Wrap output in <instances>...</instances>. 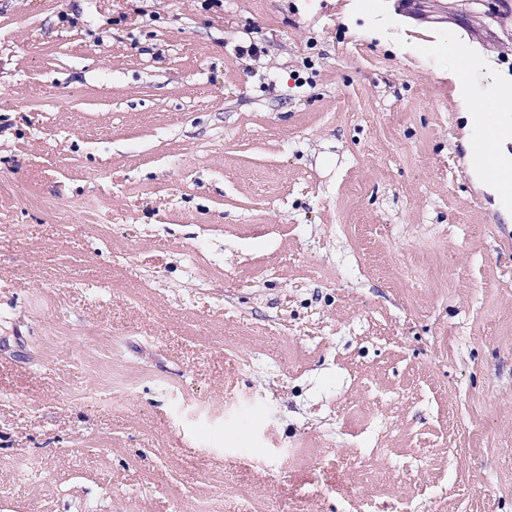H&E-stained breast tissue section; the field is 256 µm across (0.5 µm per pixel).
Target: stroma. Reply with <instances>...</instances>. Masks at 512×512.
I'll use <instances>...</instances> for the list:
<instances>
[{"instance_id": "1", "label": "stroma", "mask_w": 512, "mask_h": 512, "mask_svg": "<svg viewBox=\"0 0 512 512\" xmlns=\"http://www.w3.org/2000/svg\"><path fill=\"white\" fill-rule=\"evenodd\" d=\"M452 33L512 77V0H0V512H512Z\"/></svg>"}]
</instances>
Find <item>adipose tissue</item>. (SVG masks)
<instances>
[{
	"label": "adipose tissue",
	"mask_w": 512,
	"mask_h": 512,
	"mask_svg": "<svg viewBox=\"0 0 512 512\" xmlns=\"http://www.w3.org/2000/svg\"><path fill=\"white\" fill-rule=\"evenodd\" d=\"M441 51L452 62L448 75L456 85L458 108L474 137H481L494 126L499 131L500 143L511 141L507 131L512 128V83L498 81L490 93L477 96L471 77L480 64L472 54L463 51L461 38L449 37Z\"/></svg>",
	"instance_id": "1"
}]
</instances>
